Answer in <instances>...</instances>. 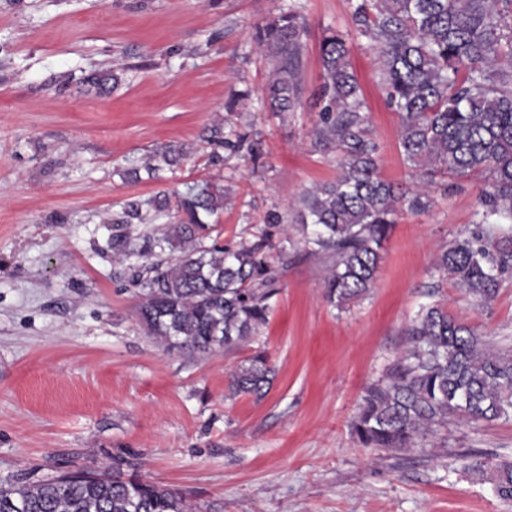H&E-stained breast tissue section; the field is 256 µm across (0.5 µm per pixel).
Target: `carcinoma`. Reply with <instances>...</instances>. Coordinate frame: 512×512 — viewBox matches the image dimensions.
<instances>
[{
    "label": "carcinoma",
    "mask_w": 512,
    "mask_h": 512,
    "mask_svg": "<svg viewBox=\"0 0 512 512\" xmlns=\"http://www.w3.org/2000/svg\"><path fill=\"white\" fill-rule=\"evenodd\" d=\"M351 23L375 43L380 83L400 117L404 161L419 171L414 189L378 173L352 47L330 31L320 46L321 124L315 144L333 150L339 174L307 191L297 205L304 244L325 259L324 298L344 310L374 285L385 242L403 211L432 202L435 178L474 175L486 182L482 223L512 224V0H354ZM307 28L293 11L258 27L274 62L265 89L271 112H294L303 90ZM224 149L253 153L248 135L216 127ZM224 188H190L176 200L179 218L158 236L114 247L137 258L132 283L137 316L168 350L211 354L258 335L267 322L278 274L270 236L226 248L206 219L223 209ZM170 208L155 197L126 204L115 224H144ZM436 269L478 304L493 301L499 277L512 266V235L489 243L482 234L457 238L437 254ZM273 367L257 350L229 373L234 395H265ZM512 419V352L494 349L439 306H424L406 331V347L383 378L361 396L352 432L365 448H424L448 419ZM497 492L512 500V462L497 465ZM0 512H194L181 493L146 477L103 468L66 472L0 487Z\"/></svg>",
    "instance_id": "carcinoma-1"
}]
</instances>
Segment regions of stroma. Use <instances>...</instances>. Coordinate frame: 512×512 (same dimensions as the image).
Wrapping results in <instances>:
<instances>
[{"instance_id": "obj_1", "label": "stroma", "mask_w": 512, "mask_h": 512, "mask_svg": "<svg viewBox=\"0 0 512 512\" xmlns=\"http://www.w3.org/2000/svg\"><path fill=\"white\" fill-rule=\"evenodd\" d=\"M293 10L308 27L306 93L295 112L262 102L273 61L256 33ZM351 0H0V485L102 465L181 492L201 512H512L494 465L512 460V420L449 421L425 448L362 447L351 432L364 388L381 379L421 307L440 305L483 340L512 349V271L479 306L435 268L438 251L481 223L483 178L449 180L404 212L374 287L347 310L324 299L290 205L333 181L336 155L312 145L328 30L353 44L380 151L378 172L411 184L399 116ZM109 68L111 93L84 79ZM247 134L225 151L214 127ZM186 157L156 179L133 171L168 145ZM223 186L225 246L288 228V264L258 336L210 355L166 350L138 322L137 289L116 236L133 199ZM275 369L264 399L227 376L257 350ZM484 461L467 471L463 456Z\"/></svg>"}]
</instances>
